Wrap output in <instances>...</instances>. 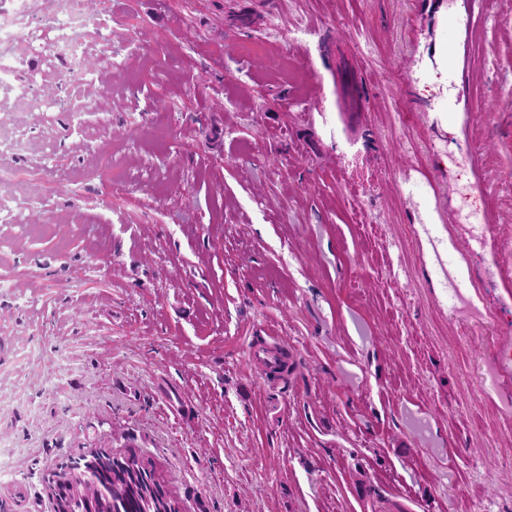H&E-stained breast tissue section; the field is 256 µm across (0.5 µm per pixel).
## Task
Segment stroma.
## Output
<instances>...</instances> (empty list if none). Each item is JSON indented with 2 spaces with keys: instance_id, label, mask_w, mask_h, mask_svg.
Returning a JSON list of instances; mask_svg holds the SVG:
<instances>
[{
  "instance_id": "obj_1",
  "label": "stroma",
  "mask_w": 512,
  "mask_h": 512,
  "mask_svg": "<svg viewBox=\"0 0 512 512\" xmlns=\"http://www.w3.org/2000/svg\"><path fill=\"white\" fill-rule=\"evenodd\" d=\"M99 14L67 106L0 94L6 512L114 425L181 512H512V0ZM61 26L20 84H63Z\"/></svg>"
}]
</instances>
